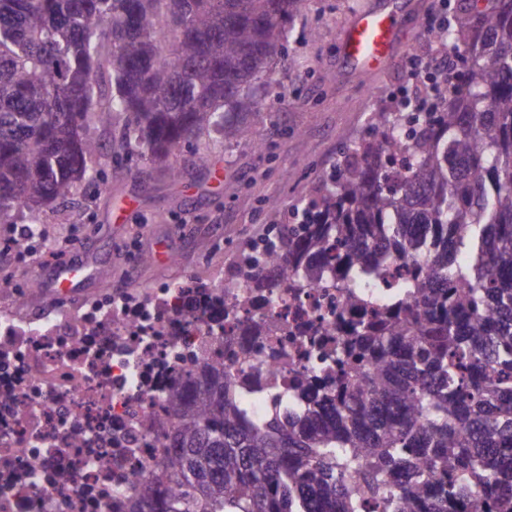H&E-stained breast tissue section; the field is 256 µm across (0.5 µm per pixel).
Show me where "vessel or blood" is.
<instances>
[{
    "label": "vessel or blood",
    "instance_id": "vessel-or-blood-1",
    "mask_svg": "<svg viewBox=\"0 0 512 512\" xmlns=\"http://www.w3.org/2000/svg\"><path fill=\"white\" fill-rule=\"evenodd\" d=\"M401 32L398 10L360 12L342 34L345 64L357 72L379 70L392 57ZM95 270V265L84 260L61 266L55 275L57 295H71L75 286L88 279Z\"/></svg>",
    "mask_w": 512,
    "mask_h": 512
}]
</instances>
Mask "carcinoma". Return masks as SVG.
I'll return each mask as SVG.
<instances>
[{
	"label": "carcinoma",
	"mask_w": 512,
	"mask_h": 512,
	"mask_svg": "<svg viewBox=\"0 0 512 512\" xmlns=\"http://www.w3.org/2000/svg\"><path fill=\"white\" fill-rule=\"evenodd\" d=\"M306 0H0V224L98 179L93 125L167 165L190 137L250 135L254 87ZM445 93L342 135L343 161L294 223L241 250L251 288L312 284L313 263L412 300L332 349L336 393L252 418L224 371L176 378L166 480L131 512H512V0H457L439 40ZM114 91L100 104L97 72ZM481 496L472 498L471 488Z\"/></svg>",
	"instance_id": "carcinoma-1"
}]
</instances>
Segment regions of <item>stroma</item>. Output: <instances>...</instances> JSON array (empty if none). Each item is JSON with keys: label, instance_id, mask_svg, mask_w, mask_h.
Segmentation results:
<instances>
[{"label": "stroma", "instance_id": "35a3bbf8", "mask_svg": "<svg viewBox=\"0 0 512 512\" xmlns=\"http://www.w3.org/2000/svg\"><path fill=\"white\" fill-rule=\"evenodd\" d=\"M384 0H307L292 23L288 56L267 77V107L246 118L252 136L224 140L201 133L154 167L122 150L124 122L91 127L100 149L90 165L102 181L84 185L74 202L52 203L38 215L15 211L0 224V245L18 236L20 225L38 219L47 241L65 251V261L92 260L99 272L73 296L55 294L53 259L42 244L11 263L0 260V282H11L28 305L77 307L118 290L161 288L171 282L217 284L243 247L266 234L272 218L267 200L279 203L281 220L317 195L340 157L343 134L366 135L376 109H391L398 90L417 96L406 60L426 36L438 0H404V32L390 62L360 74L343 62L341 34L361 11ZM320 30L310 39V30ZM40 291L28 296L30 281Z\"/></svg>", "mask_w": 512, "mask_h": 512}]
</instances>
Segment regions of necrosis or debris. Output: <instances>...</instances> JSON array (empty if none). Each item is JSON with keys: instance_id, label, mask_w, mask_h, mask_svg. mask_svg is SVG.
Here are the masks:
<instances>
[{"instance_id": "4bbe7bcc", "label": "necrosis or debris", "mask_w": 512, "mask_h": 512, "mask_svg": "<svg viewBox=\"0 0 512 512\" xmlns=\"http://www.w3.org/2000/svg\"><path fill=\"white\" fill-rule=\"evenodd\" d=\"M406 274L393 262L370 288H275L259 311L232 275L24 319L0 308V512H126L143 478L164 476L171 380L212 364L255 415L306 412L302 381L336 374L341 312L356 297L391 301Z\"/></svg>"}]
</instances>
